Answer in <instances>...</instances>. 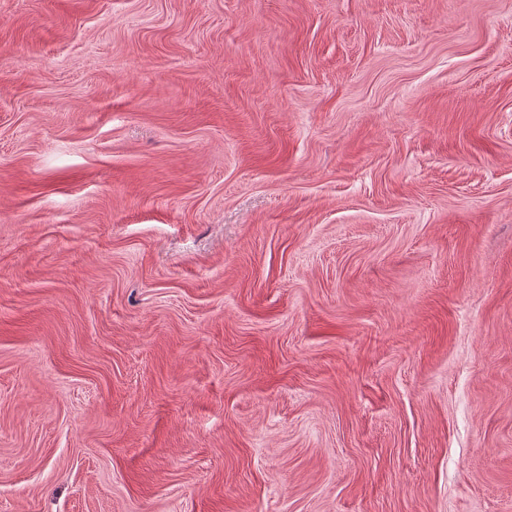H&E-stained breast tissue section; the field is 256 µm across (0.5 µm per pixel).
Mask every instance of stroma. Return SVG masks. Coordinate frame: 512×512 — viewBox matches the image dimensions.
Instances as JSON below:
<instances>
[{
    "label": "stroma",
    "instance_id": "stroma-1",
    "mask_svg": "<svg viewBox=\"0 0 512 512\" xmlns=\"http://www.w3.org/2000/svg\"><path fill=\"white\" fill-rule=\"evenodd\" d=\"M0 512H512V0H0Z\"/></svg>",
    "mask_w": 512,
    "mask_h": 512
}]
</instances>
